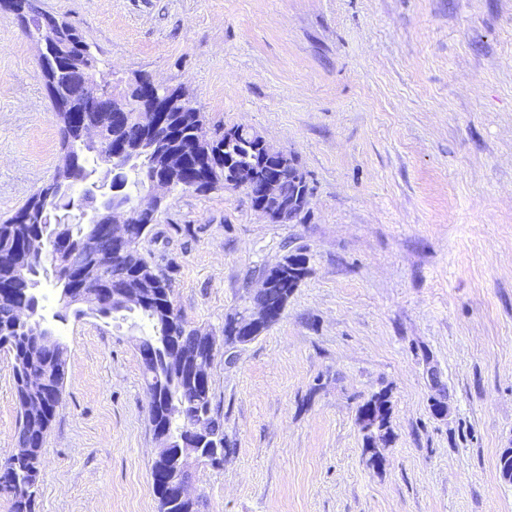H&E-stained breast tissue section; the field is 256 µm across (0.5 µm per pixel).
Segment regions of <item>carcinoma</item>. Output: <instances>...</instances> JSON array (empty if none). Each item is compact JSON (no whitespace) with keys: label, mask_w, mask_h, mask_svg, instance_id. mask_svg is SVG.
Masks as SVG:
<instances>
[{"label":"carcinoma","mask_w":512,"mask_h":512,"mask_svg":"<svg viewBox=\"0 0 512 512\" xmlns=\"http://www.w3.org/2000/svg\"><path fill=\"white\" fill-rule=\"evenodd\" d=\"M25 14L21 20L28 35L50 43L49 53L41 59L45 86L59 125L60 160L45 192L33 195L11 215L0 219V350L12 361L15 398L20 420L15 433L17 448L0 462V494L8 495L13 512H33L37 478L33 473V455L44 447L51 424L62 404L67 377V350L41 314L38 288L41 273L52 269L59 286L71 288L74 300L63 301L55 314L60 321L68 313L111 318L127 312L148 320L152 332L135 339L141 358V372L149 399L148 420L153 431L161 432L170 448L182 452L179 466L183 476H191V463L211 448L224 451V422L212 406L211 383L199 384L192 377V363L182 360V352L196 354L199 363L211 359L206 333L193 327L174 304L171 282L146 259L143 243L153 238L157 217L136 218L125 227L131 251L118 256L107 235L94 233V225L80 223L77 216L67 223L55 218L66 213L74 200L79 181L95 170L91 162L101 155L116 154L115 179L124 186V199L136 205L151 180L163 174L156 169L151 143L144 142V126L129 101L125 112L112 111V94L104 95L91 108L82 101L84 84L93 79L108 85L101 68L102 60L92 50L84 33L65 24L64 29L48 33L41 20L48 15L38 0H22ZM88 122L104 134L101 148L85 143L74 120ZM166 126L158 130L164 146L181 152L182 170L168 173L173 189L209 193L224 188V129L212 132L208 141L197 140L204 129L201 109L176 105L165 113ZM59 252L83 255L96 262L98 273L86 285L78 273L62 263L53 262ZM293 271L283 273L264 302L284 312L293 288L306 273L307 258L295 254ZM29 312L28 324L19 323L17 313ZM44 378V388L33 391L28 377ZM373 411L378 422L366 433L368 446L377 433L387 428L390 405L386 393L374 394L361 407L360 414ZM200 418L210 424L206 437L189 436L190 427ZM172 461L161 458L151 466V479L159 502V512H199L200 501L176 503L172 489L164 481Z\"/></svg>","instance_id":"obj_1"}]
</instances>
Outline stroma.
Masks as SVG:
<instances>
[{
	"label": "stroma",
	"instance_id": "stroma-1",
	"mask_svg": "<svg viewBox=\"0 0 512 512\" xmlns=\"http://www.w3.org/2000/svg\"><path fill=\"white\" fill-rule=\"evenodd\" d=\"M83 31L115 89L186 90L208 125L294 156L301 222L244 189L174 191L143 251L191 325L223 334L261 269L307 258L281 318L217 356L224 462L200 512H512V0H38ZM37 45L0 11V218L53 176ZM63 401L35 512H159L138 319L68 317ZM387 392L369 465L358 415ZM0 351V460L16 449Z\"/></svg>",
	"mask_w": 512,
	"mask_h": 512
}]
</instances>
